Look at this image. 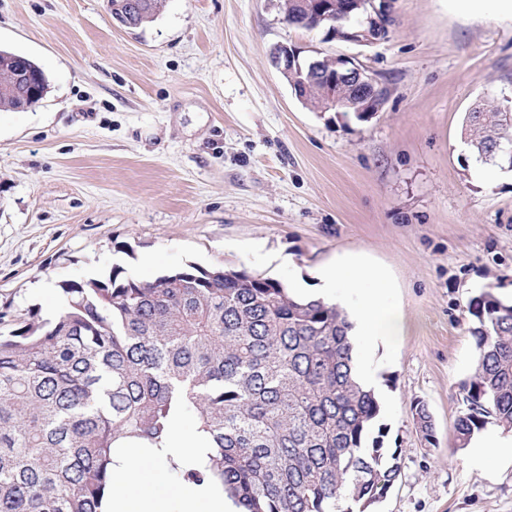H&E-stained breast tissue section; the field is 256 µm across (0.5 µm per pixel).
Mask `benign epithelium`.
<instances>
[{
  "label": "benign epithelium",
  "instance_id": "obj_1",
  "mask_svg": "<svg viewBox=\"0 0 512 512\" xmlns=\"http://www.w3.org/2000/svg\"><path fill=\"white\" fill-rule=\"evenodd\" d=\"M374 12L369 21L372 28L358 30L354 33L342 31V26L336 24V2L335 0H321L319 2V20L327 23L329 30L327 34L335 39L350 43H370L374 40L384 38L389 33L392 25L391 0H372ZM301 49L286 43L276 45L271 51L270 62L281 74L300 67L299 55ZM302 87L295 88V94L300 100H305V91L313 86H320L322 105L324 109L341 111L344 106V99L341 89L354 84L362 88L365 97L362 105L358 108L360 112H372V100L378 94H386L384 87L365 69L358 65L350 57L333 58V70L323 72L318 68L317 63L310 64L306 78L301 80Z\"/></svg>",
  "mask_w": 512,
  "mask_h": 512
}]
</instances>
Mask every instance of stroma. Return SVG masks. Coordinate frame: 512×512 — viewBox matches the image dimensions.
<instances>
[{"instance_id":"35a3bbf8","label":"stroma","mask_w":512,"mask_h":512,"mask_svg":"<svg viewBox=\"0 0 512 512\" xmlns=\"http://www.w3.org/2000/svg\"><path fill=\"white\" fill-rule=\"evenodd\" d=\"M280 0H167L144 27L109 0H0V47L49 89L0 112V310L56 314L61 285L112 266L142 280L194 263L314 285L342 260L380 269L404 332L368 357L401 474L372 512H512V462L455 445L475 360L471 302L512 300V180L473 177L467 112H512V25L392 0L387 38L325 40ZM347 55L380 112H313L269 53ZM433 418L426 442L412 416Z\"/></svg>"}]
</instances>
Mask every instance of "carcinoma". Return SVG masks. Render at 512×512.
Listing matches in <instances>:
<instances>
[{"mask_svg": "<svg viewBox=\"0 0 512 512\" xmlns=\"http://www.w3.org/2000/svg\"><path fill=\"white\" fill-rule=\"evenodd\" d=\"M297 2L281 4L285 22L320 26ZM128 5L110 0L112 19L140 28L165 0ZM47 87L34 61L0 49V110L31 107ZM462 134L478 158L506 164L512 112L482 103ZM470 314L459 448L489 424L512 430V302L488 289ZM351 328L338 305L246 270L189 263L143 281L115 266L63 283L58 314L31 309L0 334V512H98L114 443H159L176 413L197 416L213 442L209 474L247 512H368L401 462L368 440L381 406L353 377ZM412 412L433 442L427 406Z\"/></svg>", "mask_w": 512, "mask_h": 512, "instance_id": "obj_1", "label": "carcinoma"}]
</instances>
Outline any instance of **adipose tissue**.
<instances>
[{
	"label": "adipose tissue",
	"mask_w": 512,
	"mask_h": 512,
	"mask_svg": "<svg viewBox=\"0 0 512 512\" xmlns=\"http://www.w3.org/2000/svg\"><path fill=\"white\" fill-rule=\"evenodd\" d=\"M381 271L361 264H331L317 274L320 288L312 296L334 303L338 289H349L354 344L375 345L402 335L403 318L383 300L379 290L364 289L369 280H382ZM211 445L184 416L172 422L162 446L120 441L112 450V489L99 512H245L227 496L220 480L207 475ZM202 472L201 481L171 483V469Z\"/></svg>",
	"instance_id": "obj_1"
}]
</instances>
